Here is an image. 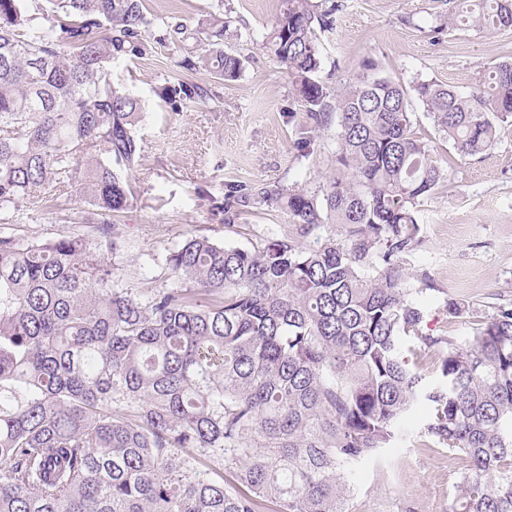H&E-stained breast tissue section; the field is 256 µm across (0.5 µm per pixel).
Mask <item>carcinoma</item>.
Returning a JSON list of instances; mask_svg holds the SVG:
<instances>
[{
  "instance_id": "obj_1",
  "label": "carcinoma",
  "mask_w": 512,
  "mask_h": 512,
  "mask_svg": "<svg viewBox=\"0 0 512 512\" xmlns=\"http://www.w3.org/2000/svg\"><path fill=\"white\" fill-rule=\"evenodd\" d=\"M223 9L191 27L146 0H0V512H351L350 467L397 442L419 403L434 412L424 435L467 459L448 512H512V303L468 344L420 332L403 261L447 173L398 81L364 73L328 104L318 32L336 6L281 0L264 43L306 109L297 149L310 155L311 134L336 125L327 183L228 194L286 211L296 232L251 249L188 237L166 257L173 288L116 278L144 112L109 69L159 45L238 77ZM454 15L480 34L512 31V0H456ZM413 91L450 167L512 127V59L467 95L435 81ZM160 97L180 112L209 94L177 81ZM65 182L88 205L56 203L75 229L9 232ZM410 339L441 351L436 383L411 366Z\"/></svg>"
}]
</instances>
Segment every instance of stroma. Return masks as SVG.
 I'll return each instance as SVG.
<instances>
[{
    "label": "stroma",
    "instance_id": "35a3bbf8",
    "mask_svg": "<svg viewBox=\"0 0 512 512\" xmlns=\"http://www.w3.org/2000/svg\"><path fill=\"white\" fill-rule=\"evenodd\" d=\"M333 2L336 27L321 37L317 75L333 97L368 64L408 87L436 81L464 94L512 46L510 34L486 36L458 25L451 0ZM279 13L280 0H224V49L243 63L234 80L187 69L182 53L163 47L113 64V82L144 106L143 152L130 175L134 196L121 217L124 237L113 256L125 287H171L166 255L191 234L249 248L294 232L291 217L271 206L226 225L219 206L230 185L315 192L324 183L331 134L315 135L310 155L301 156L294 142L305 111L292 75L263 47ZM168 79L197 84L209 98L170 111L158 96ZM448 179L450 189L436 191L421 206L422 245L405 268L412 288L422 291L423 334L462 342L496 306L512 302V127L490 149L459 161ZM424 272L433 289L422 290ZM451 297L467 302V314L448 317L443 305ZM427 417L426 407L416 410L411 435L387 463L354 466L352 512H448L465 463L438 440L420 436Z\"/></svg>",
    "mask_w": 512,
    "mask_h": 512
}]
</instances>
